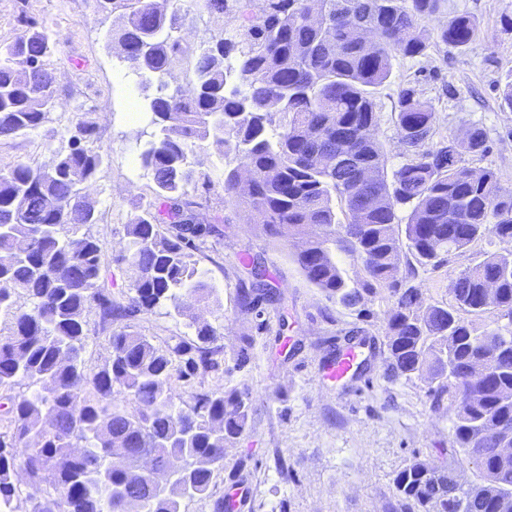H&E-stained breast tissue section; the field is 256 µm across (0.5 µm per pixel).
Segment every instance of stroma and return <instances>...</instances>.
<instances>
[{
  "mask_svg": "<svg viewBox=\"0 0 512 512\" xmlns=\"http://www.w3.org/2000/svg\"><path fill=\"white\" fill-rule=\"evenodd\" d=\"M461 12L477 20L476 38L461 49L432 45L424 56L398 60L376 91L375 134L388 168L397 167L403 147L394 111L399 91L413 88L437 112V137L461 140L470 129H483L487 152L466 155L465 163L476 171L494 169L511 185L512 110L503 107L501 93L512 83V0H448L447 12L426 26ZM181 13L178 35L186 53L157 82L124 60L112 40L115 17L99 12L95 0H0V45L33 22L59 34L47 65L57 77L61 103L35 131L0 140V170L20 162L39 166L52 151L68 147L78 124L94 126L95 143L107 148L110 161L85 189L99 221L75 233L100 242L105 292L121 303L130 293L129 272L120 260L126 226L137 207L153 198L152 180L137 161V138L150 129L146 98L161 87L170 94L186 87L195 55L224 29L202 0H181ZM132 101L141 108L134 122L127 112ZM196 160L209 183L190 187L189 196L197 203V222L214 232L195 257L216 297L195 313L216 329L222 352L217 370L188 381L171 378L168 389L185 408L197 394L234 389L250 411L243 436L224 448V468L212 479L210 498L184 500L181 512H213L215 500L233 484L253 491L243 512H409L395 490L396 474L417 457L448 463L456 445L448 404L435 402L428 379L394 377L387 370L386 317L393 294L378 288L354 307L328 300L295 263L287 234L273 236L247 223L242 207L225 197L224 172L237 167V159L209 151ZM505 248L491 237L477 239L438 267L418 268L413 284L426 303H452L451 281ZM249 259L265 269L277 300L244 305L242 290L252 280ZM85 319L81 359L90 374L108 359L115 329L130 327L161 349L195 338L188 320L167 307L106 323L93 305ZM350 347L361 354L359 371L342 382L322 381L320 367Z\"/></svg>",
  "mask_w": 512,
  "mask_h": 512,
  "instance_id": "stroma-1",
  "label": "stroma"
}]
</instances>
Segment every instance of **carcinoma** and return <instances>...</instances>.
Instances as JSON below:
<instances>
[{
  "instance_id": "carcinoma-1",
  "label": "carcinoma",
  "mask_w": 512,
  "mask_h": 512,
  "mask_svg": "<svg viewBox=\"0 0 512 512\" xmlns=\"http://www.w3.org/2000/svg\"><path fill=\"white\" fill-rule=\"evenodd\" d=\"M96 2L118 13L113 39L128 47L124 59L163 81L185 53L174 36V0ZM204 2L238 27L220 35L219 48L196 55L187 88L147 97L153 130L138 160L152 176L154 199L126 228L127 304L102 292L99 242L72 232L97 221L80 193L108 157L81 145L93 127L78 125L68 148L40 166L20 163L0 173V313L12 319L0 336V389L24 379L49 390L3 404L14 432L11 443L0 440V512H15L19 470L29 477L30 512H181L185 497L210 496L224 445L247 429L249 405L239 392L222 390L198 394L184 409L165 389L177 358L185 377L218 367L216 330L198 324L183 301L208 303L215 292L194 260L212 229L193 223L197 202L188 198L203 178L189 157L210 149L260 174L245 186L239 168L225 171L224 194L250 223L275 234L288 229L295 262L328 299L354 307L377 286L396 295L386 317L388 369L436 383V401L448 399L452 410L459 452L480 473L478 483L463 486L451 482L452 465L416 458L394 479L403 504L418 512H512V458L497 451L512 447V250L463 270L451 282L450 305L424 304L411 284L414 270L402 271L408 254L437 267L479 237L512 243V186L490 168L473 178L462 163L465 153L486 152L482 129L461 142L429 144L437 114L412 88L400 91L395 112L399 130L408 132L403 163L387 171L382 143L361 134L379 125L375 90L393 61L425 55L432 41L465 47L476 38V21L460 13L427 29L446 0ZM311 13L317 21H308ZM56 44L51 28L33 22L0 46V139L38 128L60 107L46 65ZM338 202L349 215L345 224L336 219ZM404 209L402 240L395 226ZM338 248L363 261L361 287H348ZM490 282L496 292L488 303ZM16 292L29 305H16ZM93 302L105 319L169 304L196 323V342L163 351L119 329L109 359L90 377L80 351ZM489 309L507 323L481 330L459 315ZM116 386L136 411L115 401ZM88 388L94 397H80ZM143 458L180 465L159 491L138 466ZM45 469L52 493L43 487Z\"/></svg>"
}]
</instances>
